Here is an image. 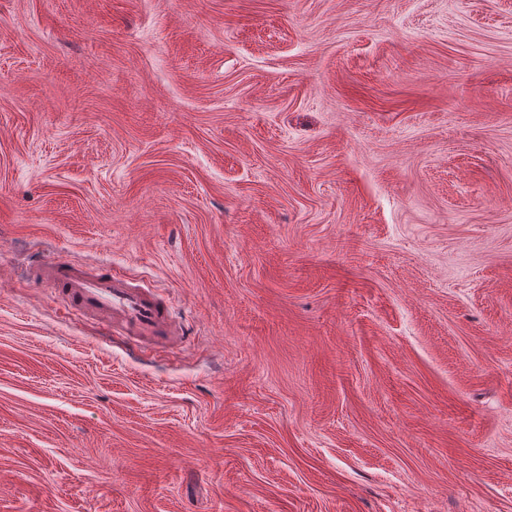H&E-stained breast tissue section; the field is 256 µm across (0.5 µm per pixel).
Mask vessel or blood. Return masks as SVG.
Wrapping results in <instances>:
<instances>
[{
	"mask_svg": "<svg viewBox=\"0 0 512 512\" xmlns=\"http://www.w3.org/2000/svg\"><path fill=\"white\" fill-rule=\"evenodd\" d=\"M35 276L69 307L105 319L114 331L134 341L170 343L182 334L157 291L119 271L90 274L78 261L55 258L42 263Z\"/></svg>",
	"mask_w": 512,
	"mask_h": 512,
	"instance_id": "obj_1",
	"label": "vessel or blood"
}]
</instances>
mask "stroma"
<instances>
[{
	"label": "stroma",
	"instance_id": "obj_1",
	"mask_svg": "<svg viewBox=\"0 0 512 512\" xmlns=\"http://www.w3.org/2000/svg\"><path fill=\"white\" fill-rule=\"evenodd\" d=\"M0 512H512V0H0ZM35 277L48 285L71 308L105 319L114 331L135 342L147 339L171 343L183 331L163 308L159 294L123 273H87L72 259L55 258L42 263Z\"/></svg>",
	"mask_w": 512,
	"mask_h": 512
}]
</instances>
